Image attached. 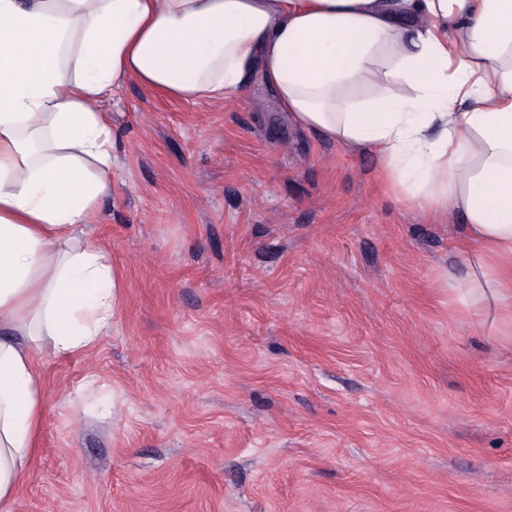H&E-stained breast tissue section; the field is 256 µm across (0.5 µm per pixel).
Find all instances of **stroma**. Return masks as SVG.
Returning a JSON list of instances; mask_svg holds the SVG:
<instances>
[{
    "label": "stroma",
    "instance_id": "35a3bbf8",
    "mask_svg": "<svg viewBox=\"0 0 512 512\" xmlns=\"http://www.w3.org/2000/svg\"><path fill=\"white\" fill-rule=\"evenodd\" d=\"M104 107L115 315L39 355L12 512H512V338L448 303L461 216L404 207L259 82Z\"/></svg>",
    "mask_w": 512,
    "mask_h": 512
}]
</instances>
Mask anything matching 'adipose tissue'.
Instances as JSON below:
<instances>
[{
	"mask_svg": "<svg viewBox=\"0 0 512 512\" xmlns=\"http://www.w3.org/2000/svg\"><path fill=\"white\" fill-rule=\"evenodd\" d=\"M271 88L373 153L405 206L463 216L449 299L512 318V0H0V512L37 453L44 351H88L117 283L91 224L112 192L102 102Z\"/></svg>",
	"mask_w": 512,
	"mask_h": 512,
	"instance_id": "obj_1",
	"label": "adipose tissue"
}]
</instances>
